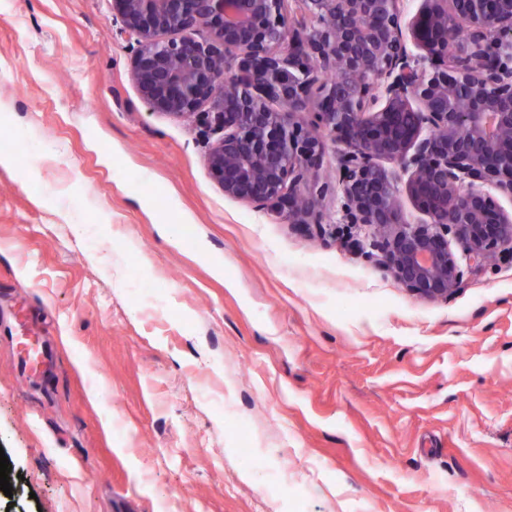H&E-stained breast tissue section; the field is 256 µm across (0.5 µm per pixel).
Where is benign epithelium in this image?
Wrapping results in <instances>:
<instances>
[{
  "label": "benign epithelium",
  "instance_id": "obj_1",
  "mask_svg": "<svg viewBox=\"0 0 512 512\" xmlns=\"http://www.w3.org/2000/svg\"><path fill=\"white\" fill-rule=\"evenodd\" d=\"M283 2L112 0L141 100L214 135L206 163L224 196L324 238L317 204L333 194L338 223L374 229L348 238L361 254L411 294L448 300L512 250L495 197L512 198V0H423L405 27L400 0H301L288 17ZM311 104L305 129L295 117ZM328 137L336 176L309 188ZM382 160L409 174L430 223L406 220Z\"/></svg>",
  "mask_w": 512,
  "mask_h": 512
}]
</instances>
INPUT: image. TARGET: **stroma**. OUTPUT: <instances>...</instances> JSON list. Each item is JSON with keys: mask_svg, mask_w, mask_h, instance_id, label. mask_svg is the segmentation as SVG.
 Segmentation results:
<instances>
[{"mask_svg": "<svg viewBox=\"0 0 512 512\" xmlns=\"http://www.w3.org/2000/svg\"><path fill=\"white\" fill-rule=\"evenodd\" d=\"M130 57L0 0V512H512V261L428 302L225 197Z\"/></svg>", "mask_w": 512, "mask_h": 512, "instance_id": "stroma-1", "label": "stroma"}]
</instances>
